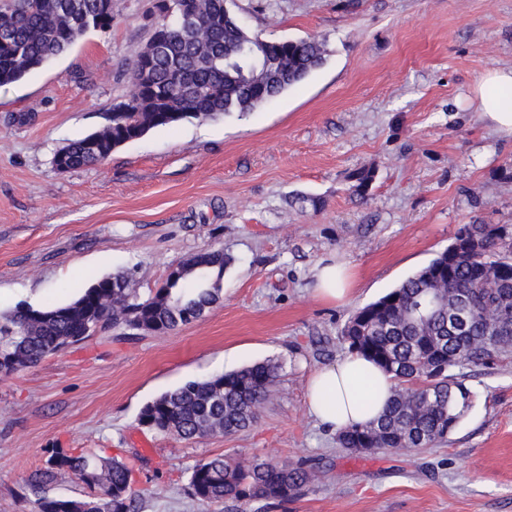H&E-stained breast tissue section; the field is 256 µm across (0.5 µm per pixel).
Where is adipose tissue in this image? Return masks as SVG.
<instances>
[{
	"label": "adipose tissue",
	"mask_w": 512,
	"mask_h": 512,
	"mask_svg": "<svg viewBox=\"0 0 512 512\" xmlns=\"http://www.w3.org/2000/svg\"><path fill=\"white\" fill-rule=\"evenodd\" d=\"M480 116L496 131L512 135V67L488 71L476 87ZM395 382L361 355L350 353L308 379L310 414L338 431L364 426L384 411Z\"/></svg>",
	"instance_id": "1"
}]
</instances>
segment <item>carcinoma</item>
<instances>
[{
	"mask_svg": "<svg viewBox=\"0 0 512 512\" xmlns=\"http://www.w3.org/2000/svg\"><path fill=\"white\" fill-rule=\"evenodd\" d=\"M225 0H157L148 41L135 54L127 98L108 123L63 146L60 172L94 166L112 151L156 128L186 119L254 111L298 85L327 54L315 38L268 39L251 33L224 9ZM112 30V0H0V87L14 84L68 52L89 31ZM234 258L222 249L182 262L183 276L142 299L131 276L117 273L70 302L17 304L0 315V356L21 372L98 332L140 324L174 331L222 297ZM340 341L397 381L386 413L367 426L337 433L351 453L392 448L406 454L448 436L471 406L473 392L455 368L488 367L512 354V225L463 224L427 266L378 300L356 309ZM282 365L266 360L224 375L191 380L147 402L139 423L182 440L253 427ZM63 474L89 489L81 498L52 493ZM317 480L303 461L269 462L222 454L192 468L188 491L201 505L287 501ZM132 470L118 458L54 448L26 479L33 512H134Z\"/></svg>",
	"mask_w": 512,
	"mask_h": 512,
	"instance_id": "1",
	"label": "carcinoma"
}]
</instances>
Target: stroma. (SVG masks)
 Listing matches in <instances>:
<instances>
[{
    "mask_svg": "<svg viewBox=\"0 0 512 512\" xmlns=\"http://www.w3.org/2000/svg\"><path fill=\"white\" fill-rule=\"evenodd\" d=\"M153 3L112 0L110 32L0 88V311L65 303L126 270L145 299L211 246L235 263L196 322L121 341L112 328L0 376V512H30L25 480L54 448L129 462L136 512H232L188 493L193 465L216 454L315 467L302 494L249 512H512V356L470 371L456 428L410 456L338 448L307 410V380L345 354L357 308L461 225L512 224V136L481 119L474 95L512 65V0H235L253 32L324 41V65L244 118L157 128L59 173L56 151L125 100ZM329 259L352 272L345 301L314 292ZM267 359L282 370L249 430L184 441L139 425L161 393Z\"/></svg>",
    "mask_w": 512,
    "mask_h": 512,
    "instance_id": "obj_1",
    "label": "stroma"
}]
</instances>
